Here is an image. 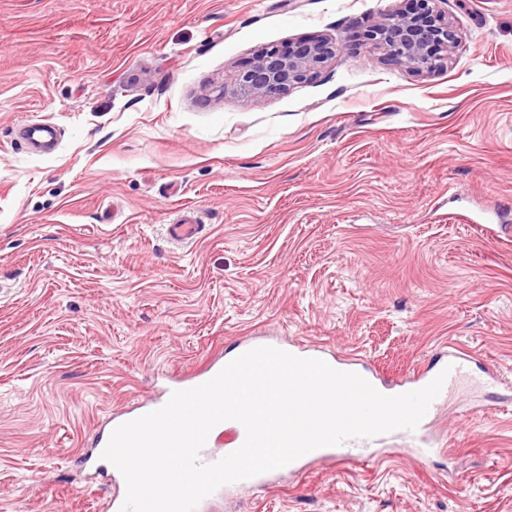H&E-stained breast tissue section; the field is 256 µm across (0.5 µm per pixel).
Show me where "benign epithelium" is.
I'll return each mask as SVG.
<instances>
[{
	"mask_svg": "<svg viewBox=\"0 0 512 512\" xmlns=\"http://www.w3.org/2000/svg\"><path fill=\"white\" fill-rule=\"evenodd\" d=\"M433 0H417L415 14L386 15L365 30L364 38L382 46L386 59L418 72H429L449 58L461 34L440 14ZM336 44L328 40L290 42L286 46L261 49L237 71L234 88L242 104L262 95H275L315 77L336 55Z\"/></svg>",
	"mask_w": 512,
	"mask_h": 512,
	"instance_id": "obj_1",
	"label": "benign epithelium"
}]
</instances>
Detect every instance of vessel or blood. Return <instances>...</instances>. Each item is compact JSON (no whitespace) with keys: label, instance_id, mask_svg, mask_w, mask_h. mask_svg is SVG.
<instances>
[{"label":"vessel or blood","instance_id":"b4317fda","mask_svg":"<svg viewBox=\"0 0 512 512\" xmlns=\"http://www.w3.org/2000/svg\"><path fill=\"white\" fill-rule=\"evenodd\" d=\"M23 134L24 143L34 149L47 147L53 138V131L49 126L35 121L24 125ZM446 357L451 367L449 374H442L440 366L427 364L399 382L388 379L377 368L371 366L365 357L353 354L344 359L333 360V368L359 374L385 395H399L422 388L441 374L445 375L446 380L415 430H397L371 439L353 438L338 446L319 448L285 466V473L292 475L310 465L339 459L374 463L377 462L378 451L382 448L411 449L415 457L422 462L434 454L449 451L451 441L448 435L430 434L429 426L449 400L453 390L466 378L470 371L471 357L469 352L452 343L447 346ZM245 437L246 431L237 421L230 420L226 424L216 425L200 454L201 462L212 463L234 452L244 443Z\"/></svg>","mask_w":512,"mask_h":512}]
</instances>
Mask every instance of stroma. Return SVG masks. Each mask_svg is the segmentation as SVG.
Masks as SVG:
<instances>
[{
  "instance_id": "35a3bbf8",
  "label": "stroma",
  "mask_w": 512,
  "mask_h": 512,
  "mask_svg": "<svg viewBox=\"0 0 512 512\" xmlns=\"http://www.w3.org/2000/svg\"><path fill=\"white\" fill-rule=\"evenodd\" d=\"M410 0H0V512H106L113 413L244 336L401 378L445 341L512 384V0H434L431 73L362 35ZM326 37L242 106L262 48ZM56 126L54 151L19 124ZM203 232L177 245L185 212ZM458 391L448 458L339 461L203 512H512V405ZM336 50V44L328 40L290 42L258 50L234 77L236 95L248 105L259 96L283 93L315 77Z\"/></svg>"
}]
</instances>
